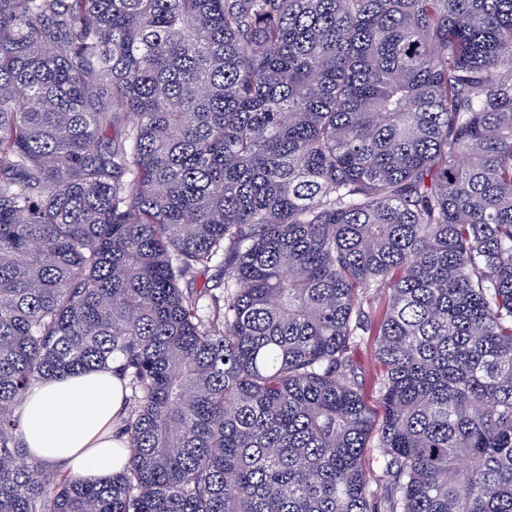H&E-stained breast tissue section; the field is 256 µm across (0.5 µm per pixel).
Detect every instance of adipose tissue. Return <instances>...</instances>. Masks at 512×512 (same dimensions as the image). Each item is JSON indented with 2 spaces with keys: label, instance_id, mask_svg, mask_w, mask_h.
Instances as JSON below:
<instances>
[{
  "label": "adipose tissue",
  "instance_id": "1",
  "mask_svg": "<svg viewBox=\"0 0 512 512\" xmlns=\"http://www.w3.org/2000/svg\"><path fill=\"white\" fill-rule=\"evenodd\" d=\"M122 402V385L108 368L43 381L26 396L17 434L29 457L97 482L118 468L124 444L112 419Z\"/></svg>",
  "mask_w": 512,
  "mask_h": 512
}]
</instances>
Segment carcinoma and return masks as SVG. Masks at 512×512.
Wrapping results in <instances>:
<instances>
[{"label": "carcinoma", "mask_w": 512, "mask_h": 512, "mask_svg": "<svg viewBox=\"0 0 512 512\" xmlns=\"http://www.w3.org/2000/svg\"><path fill=\"white\" fill-rule=\"evenodd\" d=\"M109 365L120 471L25 461ZM370 446L512 512V0H0V512H378ZM355 358L362 368L363 379H365L364 398L373 411L381 417L383 408L380 400L373 391V383L378 373L379 366L374 356V347L372 342L363 341L355 351Z\"/></svg>", "instance_id": "cac0c4a2"}]
</instances>
